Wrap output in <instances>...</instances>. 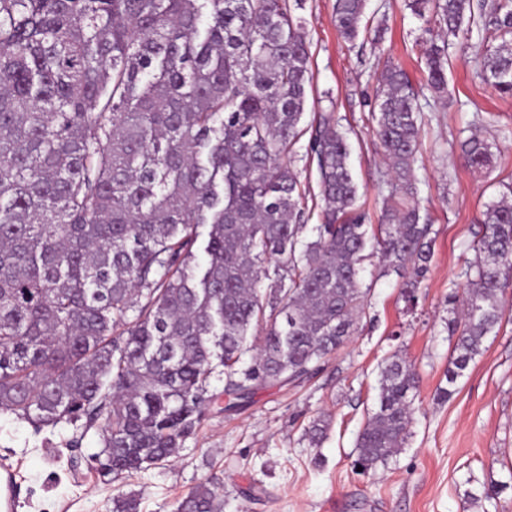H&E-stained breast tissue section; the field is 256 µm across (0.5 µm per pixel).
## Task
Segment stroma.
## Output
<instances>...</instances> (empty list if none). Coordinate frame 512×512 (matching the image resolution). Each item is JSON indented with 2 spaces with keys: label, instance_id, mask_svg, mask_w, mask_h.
Segmentation results:
<instances>
[{
  "label": "stroma",
  "instance_id": "obj_1",
  "mask_svg": "<svg viewBox=\"0 0 512 512\" xmlns=\"http://www.w3.org/2000/svg\"><path fill=\"white\" fill-rule=\"evenodd\" d=\"M335 0H302L310 38L312 89L303 125L315 114L339 117L351 145L349 166L367 222H382L387 168L369 105L377 92V59L399 63L414 84L423 79L422 52L441 31L404 6V0H366L372 42H344L333 23ZM479 37L449 41L448 82L454 102L423 93L421 140L414 176L418 202L435 232L434 256L417 290L416 306L401 295L403 280L382 273L378 257L360 271L368 295L354 336L329 355L313 377L255 387L242 408L225 412L224 376L213 372V397L177 454L133 474L103 475L94 452L98 424L80 420L41 429L0 412V458L21 460L27 477L18 512H112L114 498L134 500L138 512H175L192 488L212 482L223 512H512V319L488 336L485 350L439 400L447 384L451 317L448 293L464 288L462 272L474 253L485 203L512 181V97L482 80ZM478 133L494 141L493 169L474 174L461 143ZM402 350L418 379L419 411L408 445L388 465L356 467V439L378 401L379 367ZM329 421L320 447L305 431ZM504 483L488 499L490 482Z\"/></svg>",
  "mask_w": 512,
  "mask_h": 512
}]
</instances>
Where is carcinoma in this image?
<instances>
[{"instance_id":"cac0c4a2","label":"carcinoma","mask_w":512,"mask_h":512,"mask_svg":"<svg viewBox=\"0 0 512 512\" xmlns=\"http://www.w3.org/2000/svg\"><path fill=\"white\" fill-rule=\"evenodd\" d=\"M300 0H0V411L35 428L100 423L102 471L168 459L191 435L213 366L224 410L254 387L308 378L357 330L368 249L401 273L407 302L433 252L412 182L420 92L384 65L371 118L388 159L386 223L369 233L336 118L311 125L319 223L295 145L311 82ZM446 35L424 49L428 90L448 97V40L477 26L482 78L512 95V0H407ZM366 0H335L355 41ZM471 170L493 143H461ZM484 205L448 320V388L505 315L512 287V183ZM311 238H306V230ZM268 285H263L266 280ZM259 335L249 364L248 339ZM417 374L395 353L358 435L371 470L411 436ZM306 430L317 446L327 430ZM200 484L176 512H222Z\"/></svg>"}]
</instances>
